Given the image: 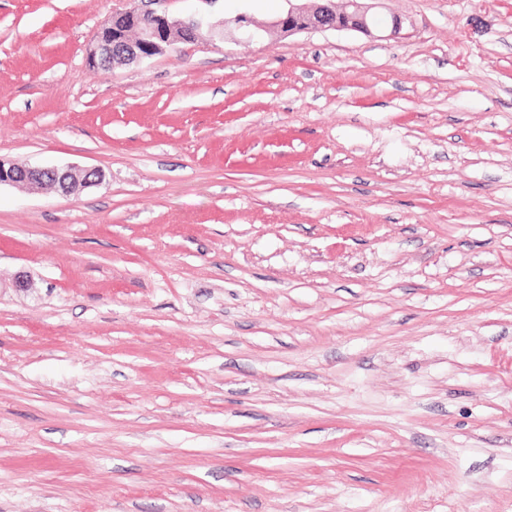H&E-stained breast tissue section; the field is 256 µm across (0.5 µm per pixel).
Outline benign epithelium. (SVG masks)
<instances>
[{
	"instance_id": "1",
	"label": "benign epithelium",
	"mask_w": 512,
	"mask_h": 512,
	"mask_svg": "<svg viewBox=\"0 0 512 512\" xmlns=\"http://www.w3.org/2000/svg\"><path fill=\"white\" fill-rule=\"evenodd\" d=\"M168 0H136L134 4L112 13L96 34L90 49L89 60L94 65L112 59L113 47L125 42L127 30L137 28L140 45L144 50L131 49L133 62L150 59L177 42H196L206 28L219 34L217 25L202 12L174 15L166 8ZM376 27L370 7L362 0H347L343 9L336 8L334 0H317L313 5L303 0H289L284 16L269 23L268 32L293 35L306 31H355L369 34ZM103 178L96 167L76 169L72 166H42L36 163L5 162L0 159V186L39 187L50 186L64 195L78 194L97 185Z\"/></svg>"
}]
</instances>
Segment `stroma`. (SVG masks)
I'll list each match as a JSON object with an SVG mask.
<instances>
[{
    "label": "stroma",
    "instance_id": "stroma-1",
    "mask_svg": "<svg viewBox=\"0 0 512 512\" xmlns=\"http://www.w3.org/2000/svg\"><path fill=\"white\" fill-rule=\"evenodd\" d=\"M129 5L0 0V159L104 173L0 187V512H512V0ZM134 4L125 10L116 11L96 34L90 49L89 60L98 66L112 59V49L125 42L127 30L137 28L140 32V45L146 51L132 48L130 57L133 63L150 59L177 42H196L201 31L207 28L219 34L220 24H214L202 12L189 15H174L165 7L168 0L131 1ZM140 2V3H139ZM147 17L149 23L142 26ZM185 34V38H182ZM308 0H289V8L283 17H277L266 28L268 32L293 35L306 31H355L371 34L376 27L375 19L369 13L370 7L362 1L347 0L343 9H337L334 0H316L307 6ZM296 2V3H293Z\"/></svg>",
    "mask_w": 512,
    "mask_h": 512
}]
</instances>
